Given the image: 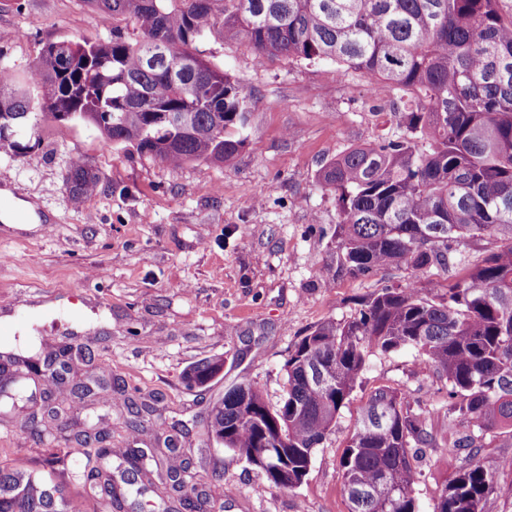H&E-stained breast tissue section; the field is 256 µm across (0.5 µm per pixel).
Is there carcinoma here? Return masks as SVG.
Masks as SVG:
<instances>
[{"instance_id": "cac0c4a2", "label": "carcinoma", "mask_w": 512, "mask_h": 512, "mask_svg": "<svg viewBox=\"0 0 512 512\" xmlns=\"http://www.w3.org/2000/svg\"><path fill=\"white\" fill-rule=\"evenodd\" d=\"M112 16V37L60 41L42 49L24 75L0 66V150L14 157L40 141L46 120L94 127L107 146L132 147L169 165L226 163L245 148L250 96L226 71L192 51L215 33L255 50L336 64L368 85L399 93L403 130L348 148L319 180L336 193L337 272L351 277L404 265L414 278L384 288L344 322L321 323L284 365L279 403L244 381L214 407L207 438L264 472L267 490L303 483L312 457L336 426L367 357L408 348L423 376L443 381L448 436L436 441L427 419L402 394L376 389L340 458L349 512H420V448L461 457L433 512H485L498 469L482 457L487 435L512 428V17L501 0H84ZM128 20L138 32L115 25ZM65 181L80 200L99 174L74 159ZM503 241L448 286H420L419 275L448 267L452 245ZM69 348L45 359L12 355L34 375L54 365L63 379ZM222 364L206 359L189 379L204 384ZM85 448L84 481L98 512L121 505L104 472L108 435L75 436ZM159 470L171 512H194L213 494L185 481L175 440ZM144 451L130 449L127 470L143 473ZM57 458L35 476L0 468V512H71L76 499L53 477Z\"/></svg>"}]
</instances>
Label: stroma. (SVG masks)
<instances>
[{
  "label": "stroma",
  "mask_w": 512,
  "mask_h": 512,
  "mask_svg": "<svg viewBox=\"0 0 512 512\" xmlns=\"http://www.w3.org/2000/svg\"><path fill=\"white\" fill-rule=\"evenodd\" d=\"M19 27L25 42L0 40V62L20 73L47 43H93L112 33L83 0H24L20 9L0 0V31ZM199 51L252 99L247 145L231 162L173 167L129 147H104L88 125L55 121L24 156L0 153L14 198L35 204L41 218L28 230L0 223V317L16 319L0 324V345L25 333L37 349L75 347L70 379L54 391L61 415L39 423L47 445L28 439L31 403L23 401L13 420L0 423V466L31 472L59 457L57 480L93 512L96 501L69 454L75 433L92 425L111 431L116 466L125 449H160L174 437L196 486L217 481L224 489L210 512H348L339 460L372 392H402L425 407L434 433L444 429L446 393L416 373L414 351L369 357L293 490L265 489L262 471L210 443L206 431L227 390L252 380L277 402L288 354L311 328L347 320L370 295L411 278L403 266L368 278L337 274L336 195L318 180L322 166L346 149L398 133L397 95L386 85L370 94L362 78L341 77L334 64L271 57L219 35ZM77 158L100 176L97 190L79 201L64 180ZM495 247L488 239L456 245L448 268H432L421 282L447 288ZM60 299L67 305L50 319L24 312ZM213 357L224 360L219 376L188 386L189 369ZM144 403L151 415L138 432L128 431L132 407ZM458 464L425 449L418 461L422 512H432Z\"/></svg>",
  "instance_id": "35a3bbf8"
}]
</instances>
